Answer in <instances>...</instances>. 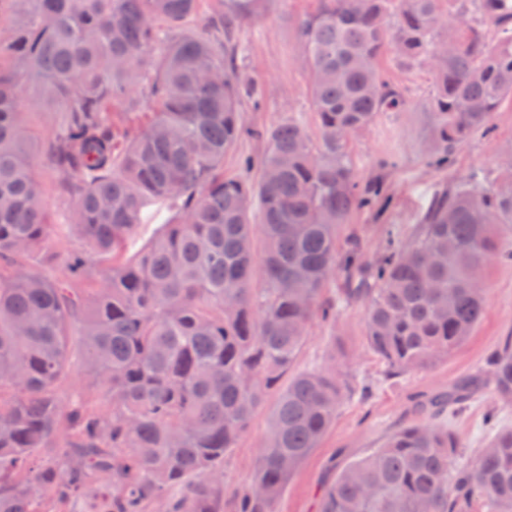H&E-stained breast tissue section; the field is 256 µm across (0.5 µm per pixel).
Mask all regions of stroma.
I'll return each instance as SVG.
<instances>
[{"mask_svg": "<svg viewBox=\"0 0 512 512\" xmlns=\"http://www.w3.org/2000/svg\"><path fill=\"white\" fill-rule=\"evenodd\" d=\"M315 5L316 0H200L196 29H204L218 14H241L238 27L220 36L219 42L237 49L240 75L255 81L262 93L260 107L243 108L247 127L265 128L292 116L315 128L297 29L298 19ZM382 70L390 83L405 90L409 105L402 112L379 113L369 128L353 137L351 158L359 182L384 181L388 199L382 207L355 210L338 231L339 245L352 238L359 241L362 259L368 264L375 262L388 240L407 241L435 195L448 191L457 177L476 172L485 182L496 181L504 174L503 157L512 154V104L508 103L493 113L490 134L475 135L462 145L450 167L429 165L426 101L435 88V75L428 65L409 66L391 53L384 57ZM20 106L26 123L39 135L31 152L32 169L45 185L52 221L61 222L68 201L47 148L61 114L40 103L31 87L22 90ZM484 282L486 312L472 335L431 367L390 378L365 345L364 304L339 308L329 321H311L296 371L335 368L353 393L344 400L320 448L288 480L275 512H318L322 484L339 464L375 447L397 425L414 420L418 401L445 393L469 376L489 375L488 356L512 336V263L492 264ZM448 424L464 445L462 462H470L494 435L512 427V400L485 387L478 397L450 410ZM265 427L264 416H257L226 461L227 490L253 479Z\"/></svg>", "mask_w": 512, "mask_h": 512, "instance_id": "1", "label": "stroma"}]
</instances>
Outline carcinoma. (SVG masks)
Returning a JSON list of instances; mask_svg holds the SVG:
<instances>
[{"label":"carcinoma","instance_id":"1","mask_svg":"<svg viewBox=\"0 0 512 512\" xmlns=\"http://www.w3.org/2000/svg\"><path fill=\"white\" fill-rule=\"evenodd\" d=\"M22 22L0 41V512H274L290 476L320 446L353 390L331 368L280 381L298 358L339 265L337 232L384 197L363 190L353 136L407 106L379 64L393 49L428 62V163L445 168L491 114L512 102V0H317L299 20L316 114L257 132L259 177H224L244 134L241 101L259 102L233 53L187 26L199 0H20ZM463 27L438 39L450 19ZM61 121L49 144L69 196L48 222L29 162L21 82ZM143 85L152 118L117 126L104 105ZM150 207L169 216L139 253L129 238ZM512 159L484 184L470 174L439 197L417 234L373 266L342 264L336 304L366 308L367 348L406 372L446 357L485 311L483 272L512 261ZM82 241L68 277L35 270L49 244ZM109 408L60 387L74 365ZM512 397V336L488 358ZM468 378L422 403L420 418L345 462L320 512H512V428L470 463L448 422L478 394ZM265 445L251 484L224 496V460L264 409Z\"/></svg>","mask_w":512,"mask_h":512}]
</instances>
